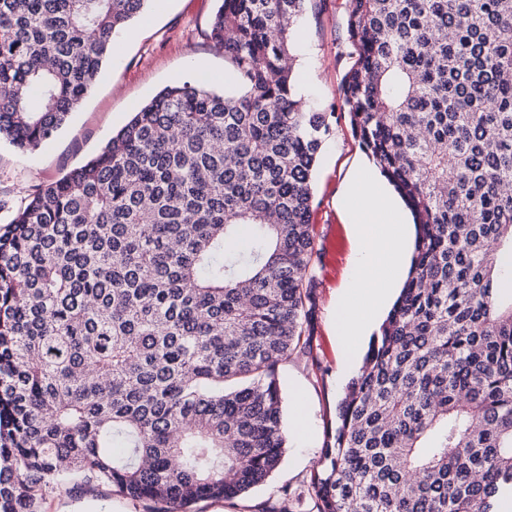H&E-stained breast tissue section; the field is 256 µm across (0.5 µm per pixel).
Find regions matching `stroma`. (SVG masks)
<instances>
[{
    "label": "stroma",
    "mask_w": 512,
    "mask_h": 512,
    "mask_svg": "<svg viewBox=\"0 0 512 512\" xmlns=\"http://www.w3.org/2000/svg\"><path fill=\"white\" fill-rule=\"evenodd\" d=\"M217 0H170L150 27L132 22L120 31L104 67L111 82L96 81L68 122L46 144L21 154L0 141V200L16 204L96 156L130 120L133 112L176 80L205 75L216 87L230 71L223 50L209 38ZM349 0H307L296 21L292 51L295 85L307 104L327 113L331 132L314 173L313 260L315 302L303 338L305 354L291 355L277 369L287 446L278 468L265 482L232 501L206 500L193 512H270L280 491L290 512H316L310 476L336 426V406L352 374L341 361L342 341L333 331V309L345 283L353 243L345 230L340 200L353 171L367 156L350 126L341 83L355 60L347 32ZM307 408L304 433L293 429L294 403ZM43 512H147L145 503L118 495L110 487L86 490L73 485L47 494Z\"/></svg>",
    "instance_id": "1"
}]
</instances>
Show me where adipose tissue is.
I'll list each match as a JSON object with an SVG mask.
<instances>
[{
    "instance_id": "1",
    "label": "adipose tissue",
    "mask_w": 512,
    "mask_h": 512,
    "mask_svg": "<svg viewBox=\"0 0 512 512\" xmlns=\"http://www.w3.org/2000/svg\"><path fill=\"white\" fill-rule=\"evenodd\" d=\"M353 242L351 269L340 296L343 337L367 336L397 288L411 249V228L399 197L376 173L361 174L344 210Z\"/></svg>"
}]
</instances>
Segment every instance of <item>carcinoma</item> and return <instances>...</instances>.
I'll return each instance as SVG.
<instances>
[{"mask_svg": "<svg viewBox=\"0 0 512 512\" xmlns=\"http://www.w3.org/2000/svg\"><path fill=\"white\" fill-rule=\"evenodd\" d=\"M149 0H0V140L28 153ZM307 0H219L233 88L177 81L0 225V512L66 483L158 512L277 468L276 378L313 303L330 126L292 86ZM350 125L414 216L407 278L337 405L317 512L512 494V0H350Z\"/></svg>", "mask_w": 512, "mask_h": 512, "instance_id": "obj_1", "label": "carcinoma"}]
</instances>
